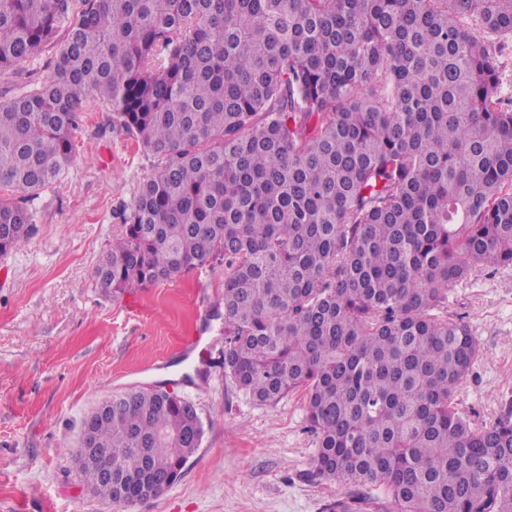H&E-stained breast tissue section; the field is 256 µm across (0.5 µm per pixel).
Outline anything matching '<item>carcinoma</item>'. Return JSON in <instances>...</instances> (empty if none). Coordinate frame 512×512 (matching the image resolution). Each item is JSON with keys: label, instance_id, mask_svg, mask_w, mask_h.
<instances>
[{"label": "carcinoma", "instance_id": "1", "mask_svg": "<svg viewBox=\"0 0 512 512\" xmlns=\"http://www.w3.org/2000/svg\"><path fill=\"white\" fill-rule=\"evenodd\" d=\"M467 17L512 34V0H0V69L56 48L0 100V256L70 164L92 90L160 157L99 287L224 265V375L257 405L303 394L314 474L361 487L336 512H512V413L459 409L481 347L445 315L453 284L512 267V109ZM82 426L112 449L94 494L126 505L204 436L161 387Z\"/></svg>", "mask_w": 512, "mask_h": 512}]
</instances>
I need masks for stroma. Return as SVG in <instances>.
I'll list each match as a JSON object with an SVG mask.
<instances>
[{
  "label": "stroma",
  "instance_id": "1",
  "mask_svg": "<svg viewBox=\"0 0 512 512\" xmlns=\"http://www.w3.org/2000/svg\"><path fill=\"white\" fill-rule=\"evenodd\" d=\"M463 24L488 44L495 97L512 106V35ZM75 141L35 202L32 233L0 256V512H332L348 489L312 474L302 395L260 406L224 377L223 266L116 296L99 288L95 267L120 232L114 215L159 159L93 96ZM448 315L468 321L481 346L459 407L495 419L512 408V268L454 285ZM193 331L201 349L182 357L178 341ZM155 385L197 407L198 452L158 497L130 507L95 497L74 459L83 419L112 393Z\"/></svg>",
  "mask_w": 512,
  "mask_h": 512
}]
</instances>
